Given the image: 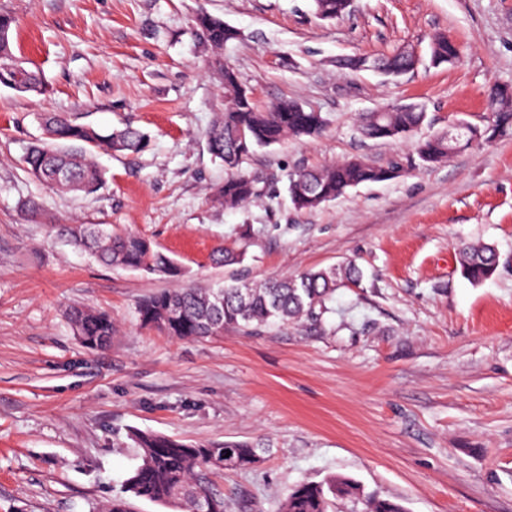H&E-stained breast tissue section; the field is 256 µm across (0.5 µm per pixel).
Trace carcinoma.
Masks as SVG:
<instances>
[{
	"instance_id": "obj_1",
	"label": "carcinoma",
	"mask_w": 512,
	"mask_h": 512,
	"mask_svg": "<svg viewBox=\"0 0 512 512\" xmlns=\"http://www.w3.org/2000/svg\"><path fill=\"white\" fill-rule=\"evenodd\" d=\"M314 13L323 21L345 16L348 0H313ZM13 19L0 15V85L20 91L42 93L41 79L23 66L13 53L9 31ZM195 27L213 50L237 38V31L208 13L201 12ZM438 65L457 57L455 45L445 35L429 46ZM387 77L413 69L412 57L400 51L368 58ZM496 106L493 124L498 135H512V104L501 97L490 99ZM299 102L283 99L266 110L254 100L242 101L224 91V111L218 113L206 131L207 150L228 172L217 192L227 209L243 207L260 196L258 179L242 171V165L260 148L288 139L314 138L327 125L320 112H300ZM426 113L414 104L367 112L359 131L367 139L396 140L412 135L425 121ZM44 139L33 144L25 157L28 173L51 190L66 193H95L104 182L102 170L93 161L96 151L139 152L149 136L131 125L107 134L88 123L66 115L49 113L42 117ZM473 129L464 127L417 142L415 150L426 165L448 160L457 150L470 146ZM397 175L394 165H381L364 158L332 162L320 168L299 169L288 174V195L299 211L312 210L334 201L353 188L379 183ZM57 235L91 254L103 266H120L168 278L184 274L181 264L159 250L150 240L133 233H119L100 224H55ZM244 253L230 248L213 251L211 261L236 264ZM463 275L473 283L489 278L499 258L488 244H468L459 252ZM362 272L354 264L308 270L294 278L250 282L240 280L217 287L189 286L149 295L136 306L141 325L177 340L222 336L224 331L256 330L271 325L301 321L318 323L329 312L327 302L341 282L359 286ZM68 320L76 337L91 351L107 349L112 342L114 323L106 312L80 307L70 309ZM131 438L140 448V464L126 479L123 494L100 504L95 512H136L132 500L145 499L173 512H224V495L214 489L209 478L215 469H241L255 464L259 456L249 443L187 445L163 435L134 432ZM364 498L365 512H406L399 503L377 497H363L360 486L344 477L331 475L320 481L303 482L284 498L280 512H329L336 498Z\"/></svg>"
}]
</instances>
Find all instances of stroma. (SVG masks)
I'll use <instances>...</instances> for the list:
<instances>
[{
	"instance_id": "obj_1",
	"label": "stroma",
	"mask_w": 512,
	"mask_h": 512,
	"mask_svg": "<svg viewBox=\"0 0 512 512\" xmlns=\"http://www.w3.org/2000/svg\"><path fill=\"white\" fill-rule=\"evenodd\" d=\"M203 11L239 31L222 56L258 108L293 99L328 119L319 138L246 161L267 191L233 210L215 200L225 170L204 139L224 93L196 32ZM0 13L49 87L0 86V512H89L120 495L140 462L133 431L257 445V464L211 476L225 512H279L295 485L334 474L407 512H512V137L434 166L413 147L491 124L488 87L512 88V0H353L336 21L316 19L312 0H0ZM438 34L459 48L440 67L428 59ZM403 47L422 62L396 80L336 64ZM409 103L427 113L411 138L358 133L360 113ZM48 112L151 141L99 152L98 192H55L23 162ZM354 156L400 173L292 207L288 172ZM57 224L136 233L185 275L101 266ZM476 242L499 254L478 284L459 264ZM220 246L246 248L244 261L213 265ZM350 262L361 286L340 284L317 325L180 341L135 313L165 289ZM73 307L111 314L109 348L80 343Z\"/></svg>"
}]
</instances>
